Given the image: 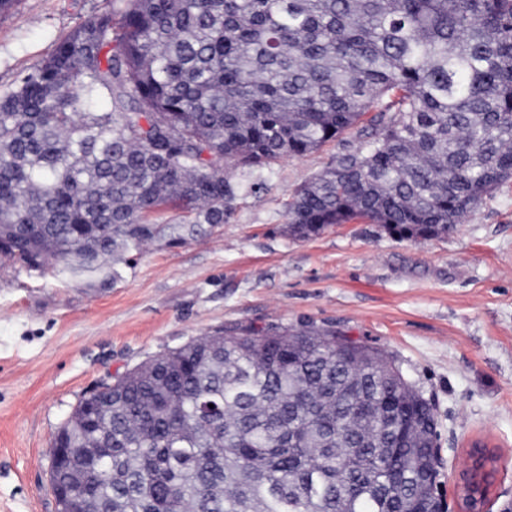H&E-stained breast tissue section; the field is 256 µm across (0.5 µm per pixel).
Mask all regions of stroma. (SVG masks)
Here are the masks:
<instances>
[{
  "instance_id": "stroma-1",
  "label": "stroma",
  "mask_w": 512,
  "mask_h": 512,
  "mask_svg": "<svg viewBox=\"0 0 512 512\" xmlns=\"http://www.w3.org/2000/svg\"><path fill=\"white\" fill-rule=\"evenodd\" d=\"M112 0H16L0 13V95ZM329 143L261 170L215 233L152 247L89 288L0 259V512H57L59 426L101 383L220 330L330 327L380 348L434 408L447 512L474 444L493 454L484 512L512 504V180L447 236L400 240L355 219L289 236L293 192L328 166Z\"/></svg>"
}]
</instances>
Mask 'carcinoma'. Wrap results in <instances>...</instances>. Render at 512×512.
<instances>
[{
  "mask_svg": "<svg viewBox=\"0 0 512 512\" xmlns=\"http://www.w3.org/2000/svg\"><path fill=\"white\" fill-rule=\"evenodd\" d=\"M335 141L291 237L455 232L512 179V0H115L0 96V256L105 287L224 224L228 170ZM390 366L313 328L193 340L84 396L50 482L90 512H426L432 415Z\"/></svg>",
  "mask_w": 512,
  "mask_h": 512,
  "instance_id": "1",
  "label": "carcinoma"
}]
</instances>
